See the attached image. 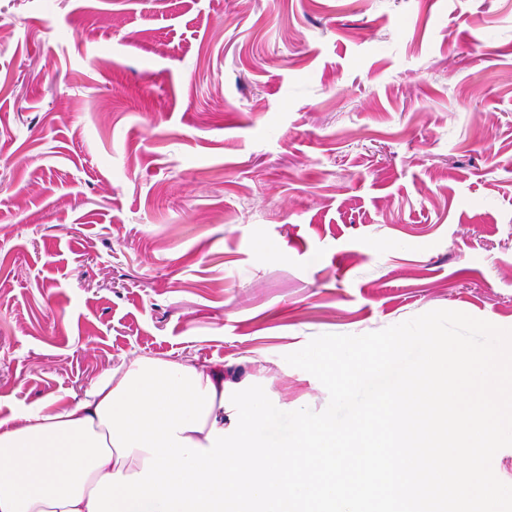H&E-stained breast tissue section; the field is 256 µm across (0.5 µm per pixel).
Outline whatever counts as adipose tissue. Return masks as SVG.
Returning <instances> with one entry per match:
<instances>
[{
	"label": "adipose tissue",
	"mask_w": 512,
	"mask_h": 512,
	"mask_svg": "<svg viewBox=\"0 0 512 512\" xmlns=\"http://www.w3.org/2000/svg\"><path fill=\"white\" fill-rule=\"evenodd\" d=\"M402 332L384 357L316 358L342 397L377 389L344 421H283L233 389L223 367L141 356L109 370L59 409L36 406L0 420V512H315L300 485L385 493L394 512H493L485 472L512 433V367L494 334L460 351L462 377L441 387L412 360L428 349ZM232 416L234 430L224 426ZM466 467L447 470L457 447ZM365 448L346 473L336 448ZM445 482H431L434 471Z\"/></svg>",
	"instance_id": "1"
}]
</instances>
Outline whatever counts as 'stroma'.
Segmentation results:
<instances>
[{
    "instance_id": "obj_1",
    "label": "stroma",
    "mask_w": 512,
    "mask_h": 512,
    "mask_svg": "<svg viewBox=\"0 0 512 512\" xmlns=\"http://www.w3.org/2000/svg\"><path fill=\"white\" fill-rule=\"evenodd\" d=\"M406 327L512 365V0H0V420L153 356L318 421Z\"/></svg>"
}]
</instances>
